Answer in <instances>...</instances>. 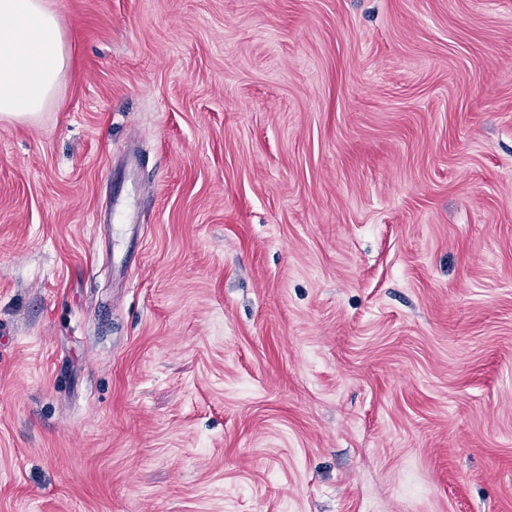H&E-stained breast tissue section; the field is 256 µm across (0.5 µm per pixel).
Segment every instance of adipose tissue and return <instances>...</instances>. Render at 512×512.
I'll return each instance as SVG.
<instances>
[{
  "label": "adipose tissue",
  "instance_id": "ef3b65f1",
  "mask_svg": "<svg viewBox=\"0 0 512 512\" xmlns=\"http://www.w3.org/2000/svg\"><path fill=\"white\" fill-rule=\"evenodd\" d=\"M67 62L57 17L45 0H0V117L42 111Z\"/></svg>",
  "mask_w": 512,
  "mask_h": 512
}]
</instances>
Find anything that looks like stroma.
Masks as SVG:
<instances>
[{
    "mask_svg": "<svg viewBox=\"0 0 512 512\" xmlns=\"http://www.w3.org/2000/svg\"><path fill=\"white\" fill-rule=\"evenodd\" d=\"M48 3L0 512H512V0Z\"/></svg>",
    "mask_w": 512,
    "mask_h": 512,
    "instance_id": "35a3bbf8",
    "label": "stroma"
}]
</instances>
